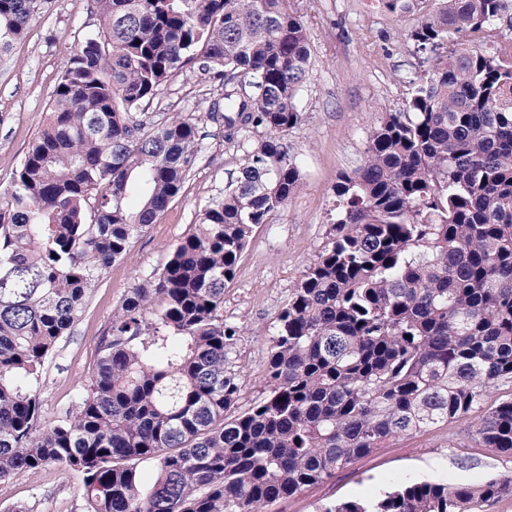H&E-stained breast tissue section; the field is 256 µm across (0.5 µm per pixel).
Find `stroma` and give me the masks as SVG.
<instances>
[{"instance_id": "1", "label": "stroma", "mask_w": 512, "mask_h": 512, "mask_svg": "<svg viewBox=\"0 0 512 512\" xmlns=\"http://www.w3.org/2000/svg\"><path fill=\"white\" fill-rule=\"evenodd\" d=\"M291 5L311 47L310 77L298 97L303 120L288 134L304 185L256 230L224 289V318L243 327L237 364L244 407L266 389L267 340L276 316L326 243L336 218L333 188L339 175L363 163L369 132L383 113L402 108L407 79L418 68L406 35L420 22L419 12L392 16L375 0H292ZM97 26L94 0H51L26 36L0 53V190L8 187L44 128L70 55ZM221 94L205 75L187 70L148 109L202 119ZM244 153L225 144L222 134L207 138L179 196L104 272L42 374L43 423L54 422L84 395L96 341L122 298L160 271L171 249L223 192ZM507 474H512V455L483 447L468 422L442 423L354 460L326 482L278 503L275 512H323L328 505L379 497L404 484L476 485ZM13 507L18 512H84L81 477L58 465L36 473L18 471L0 483V512Z\"/></svg>"}]
</instances>
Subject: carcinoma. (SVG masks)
<instances>
[{"label": "carcinoma", "instance_id": "carcinoma-1", "mask_svg": "<svg viewBox=\"0 0 512 512\" xmlns=\"http://www.w3.org/2000/svg\"><path fill=\"white\" fill-rule=\"evenodd\" d=\"M378 0L422 13L403 109L339 176L327 244L279 311L265 396L238 410L240 326L224 287L255 230L303 187L307 28L291 0H95L44 130L0 194V481L82 475L86 512H272L390 440L480 416L512 454V0ZM50 0H0V50ZM224 88L207 120L258 134L237 176L131 289L86 394L41 424L46 361L104 271L179 195L207 137L143 112L185 69ZM512 490L421 482L325 512H473Z\"/></svg>", "mask_w": 512, "mask_h": 512}]
</instances>
